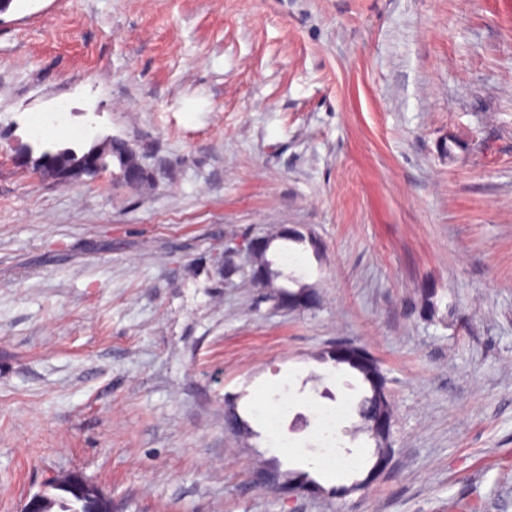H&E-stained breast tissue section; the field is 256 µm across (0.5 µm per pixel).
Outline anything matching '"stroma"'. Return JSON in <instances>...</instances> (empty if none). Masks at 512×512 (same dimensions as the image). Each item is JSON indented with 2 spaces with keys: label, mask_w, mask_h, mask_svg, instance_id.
Wrapping results in <instances>:
<instances>
[{
  "label": "stroma",
  "mask_w": 512,
  "mask_h": 512,
  "mask_svg": "<svg viewBox=\"0 0 512 512\" xmlns=\"http://www.w3.org/2000/svg\"><path fill=\"white\" fill-rule=\"evenodd\" d=\"M61 103L44 144L127 140L150 186L22 164ZM284 225L314 309L213 263ZM340 338L379 361L394 423L387 467L334 498L323 409L359 456L345 484L374 463L363 385L318 359ZM272 458L322 493L255 489ZM72 474L114 512H512V0H12L0 512Z\"/></svg>",
  "instance_id": "stroma-1"
}]
</instances>
